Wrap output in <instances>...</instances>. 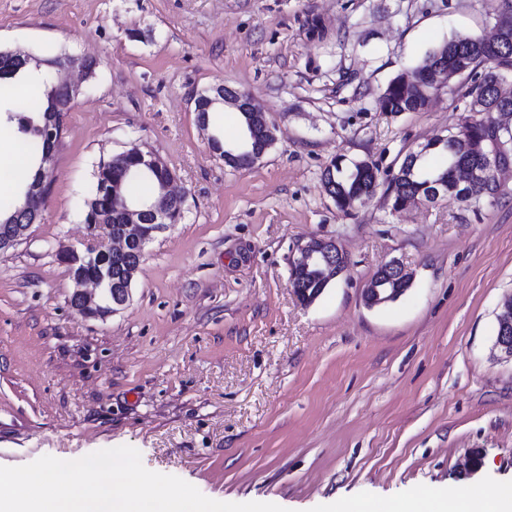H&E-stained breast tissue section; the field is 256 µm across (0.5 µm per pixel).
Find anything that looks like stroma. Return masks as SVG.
Here are the masks:
<instances>
[{
    "mask_svg": "<svg viewBox=\"0 0 512 512\" xmlns=\"http://www.w3.org/2000/svg\"><path fill=\"white\" fill-rule=\"evenodd\" d=\"M492 0H0V50L97 62L64 113L41 223L0 255V466L128 445L208 498L333 512L355 494L512 480V362L495 349L512 294V171L472 210L448 197L392 212L384 192L339 210L332 160L382 177L465 117L441 92L382 112L390 80L436 44L491 36ZM247 94L276 126L255 164L208 147L242 136L231 108L201 127L195 94ZM161 156L185 217L148 247L129 305L72 311L55 252L84 247L75 199L100 159ZM335 239L349 269L312 304L289 257ZM399 259L411 285L370 309ZM481 449L474 472L465 463ZM392 283L395 288H391L390 284L379 285L383 283ZM410 284V278L406 273L402 263L398 259H392L385 263L379 270L378 276L370 281L367 288L363 291V301L368 308L397 301L406 291Z\"/></svg>",
    "mask_w": 512,
    "mask_h": 512,
    "instance_id": "1",
    "label": "stroma"
}]
</instances>
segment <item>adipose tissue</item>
Wrapping results in <instances>:
<instances>
[{
  "label": "adipose tissue",
  "instance_id": "obj_1",
  "mask_svg": "<svg viewBox=\"0 0 512 512\" xmlns=\"http://www.w3.org/2000/svg\"><path fill=\"white\" fill-rule=\"evenodd\" d=\"M336 512H512V481L464 491L422 488L383 501L356 497L343 501Z\"/></svg>",
  "mask_w": 512,
  "mask_h": 512
}]
</instances>
